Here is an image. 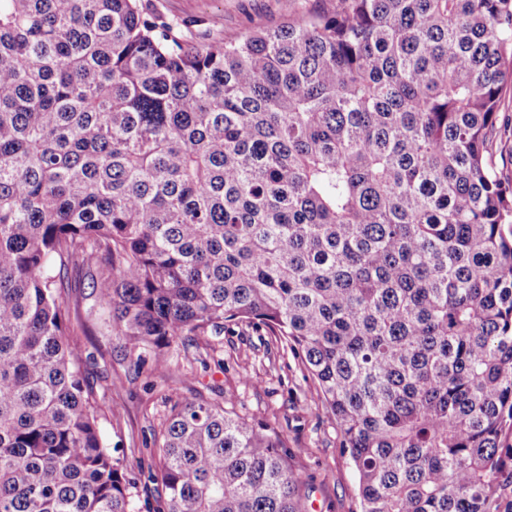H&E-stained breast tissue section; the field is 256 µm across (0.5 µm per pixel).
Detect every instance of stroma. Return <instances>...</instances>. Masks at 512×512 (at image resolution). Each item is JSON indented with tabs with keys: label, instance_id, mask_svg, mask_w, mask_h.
<instances>
[{
	"label": "stroma",
	"instance_id": "stroma-1",
	"mask_svg": "<svg viewBox=\"0 0 512 512\" xmlns=\"http://www.w3.org/2000/svg\"><path fill=\"white\" fill-rule=\"evenodd\" d=\"M329 5L330 0H148L151 10L179 23L185 38L204 30L214 41L233 40L249 29L280 25ZM500 115L504 129L492 164L501 179L511 181V83L504 87ZM66 301L87 318V329L76 341L92 356L90 381L97 398L115 408L99 423L102 441L118 449L137 502L158 493L147 475L156 462L153 439L170 407L230 397L239 414L267 423L293 451L305 512H358V475L341 451L343 436L301 361L284 352L268 331L240 326L232 334L178 340L167 350L171 370L159 372L152 353L128 354L107 327L88 319L93 301L86 289H71Z\"/></svg>",
	"mask_w": 512,
	"mask_h": 512
}]
</instances>
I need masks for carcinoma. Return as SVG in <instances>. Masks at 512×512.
I'll return each instance as SVG.
<instances>
[{"instance_id":"carcinoma-1","label":"carcinoma","mask_w":512,"mask_h":512,"mask_svg":"<svg viewBox=\"0 0 512 512\" xmlns=\"http://www.w3.org/2000/svg\"><path fill=\"white\" fill-rule=\"evenodd\" d=\"M333 2L189 42L140 0H0V512H303L230 398L171 409L132 499L68 339L79 276L158 371L182 336H276L360 512L512 485V0ZM501 120L504 127L501 135L495 143L492 164L503 180H512V84L508 82L503 90L501 101Z\"/></svg>"}]
</instances>
